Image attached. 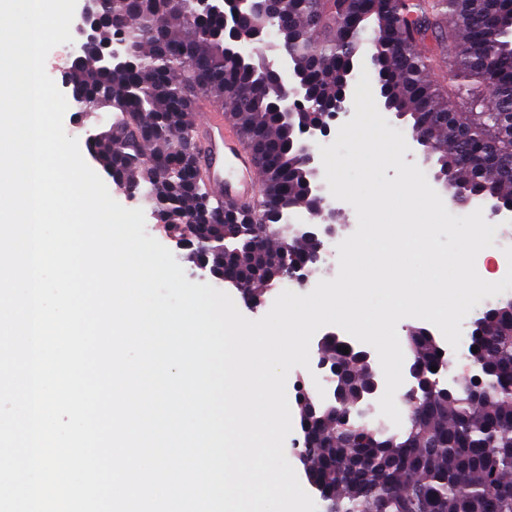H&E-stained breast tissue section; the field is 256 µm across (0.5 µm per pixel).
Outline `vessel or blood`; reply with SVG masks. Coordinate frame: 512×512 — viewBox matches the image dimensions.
I'll use <instances>...</instances> for the list:
<instances>
[{
	"instance_id": "1",
	"label": "vessel or blood",
	"mask_w": 512,
	"mask_h": 512,
	"mask_svg": "<svg viewBox=\"0 0 512 512\" xmlns=\"http://www.w3.org/2000/svg\"><path fill=\"white\" fill-rule=\"evenodd\" d=\"M202 123V169L209 189L224 202L258 208L262 174L237 131L216 109L203 113Z\"/></svg>"
}]
</instances>
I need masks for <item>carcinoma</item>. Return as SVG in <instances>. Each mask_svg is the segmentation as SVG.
I'll return each instance as SVG.
<instances>
[{
    "label": "carcinoma",
    "instance_id": "1",
    "mask_svg": "<svg viewBox=\"0 0 512 512\" xmlns=\"http://www.w3.org/2000/svg\"><path fill=\"white\" fill-rule=\"evenodd\" d=\"M112 23L101 42L120 36L129 64L106 71L93 57L68 68L86 111L109 108L111 123L89 137L99 165L124 190L154 206L164 230L186 238L185 259H214L200 237L224 242V266L254 301L280 280V243L251 236L213 200L197 155L175 134L190 135L199 92L225 110L263 176L261 208L285 234L289 214L311 201L309 169L295 132L274 104L258 59L224 44L221 23L195 0H106ZM285 23L280 46L296 57L300 91L336 100L349 57L372 29L371 59L389 110L429 134L439 171L455 181L452 198L512 207V0H277ZM208 211L204 234L190 228ZM474 374L446 390L448 356L426 329L406 335L411 366L435 380L401 396L399 431L362 421L367 364L343 341L326 344L336 369L327 387L344 401L297 398L306 436L299 459L321 491L324 512H512V300L473 321ZM438 370L433 371L431 367Z\"/></svg>",
    "mask_w": 512,
    "mask_h": 512
}]
</instances>
